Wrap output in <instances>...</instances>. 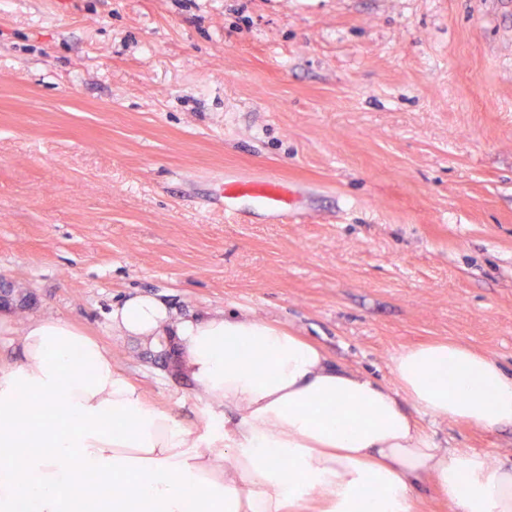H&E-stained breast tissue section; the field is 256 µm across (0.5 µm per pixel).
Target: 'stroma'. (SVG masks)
Listing matches in <instances>:
<instances>
[{"label":"stroma","mask_w":512,"mask_h":512,"mask_svg":"<svg viewBox=\"0 0 512 512\" xmlns=\"http://www.w3.org/2000/svg\"><path fill=\"white\" fill-rule=\"evenodd\" d=\"M276 177L283 224L224 180ZM0 366L69 322L157 407L209 406L171 347L113 332L130 293L238 311L393 383L409 347L512 370V0H7L0 6ZM512 466V426L421 416Z\"/></svg>","instance_id":"1"}]
</instances>
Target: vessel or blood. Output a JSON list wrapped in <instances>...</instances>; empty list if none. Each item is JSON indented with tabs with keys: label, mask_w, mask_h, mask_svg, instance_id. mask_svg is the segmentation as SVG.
Masks as SVG:
<instances>
[{
	"label": "vessel or blood",
	"mask_w": 512,
	"mask_h": 512,
	"mask_svg": "<svg viewBox=\"0 0 512 512\" xmlns=\"http://www.w3.org/2000/svg\"><path fill=\"white\" fill-rule=\"evenodd\" d=\"M224 213L227 217L238 218V202L246 198L255 208L278 220H286L294 210L292 191L281 179L269 177L262 180H234L225 182Z\"/></svg>",
	"instance_id": "obj_1"
}]
</instances>
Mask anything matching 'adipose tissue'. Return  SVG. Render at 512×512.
Here are the masks:
<instances>
[{
  "label": "adipose tissue",
  "instance_id": "ef3b65f1",
  "mask_svg": "<svg viewBox=\"0 0 512 512\" xmlns=\"http://www.w3.org/2000/svg\"><path fill=\"white\" fill-rule=\"evenodd\" d=\"M109 318L146 347L175 340L196 395L223 417L192 430L148 403L97 340L29 321L20 361L0 368V512H73L77 472L107 482L86 512H413L426 491L454 512H512V470L436 447L419 421L512 426V371L488 355L414 346L395 356L388 385L245 314L183 317L134 294ZM60 397L65 428L33 423L30 402Z\"/></svg>",
  "mask_w": 512,
  "mask_h": 512
}]
</instances>
